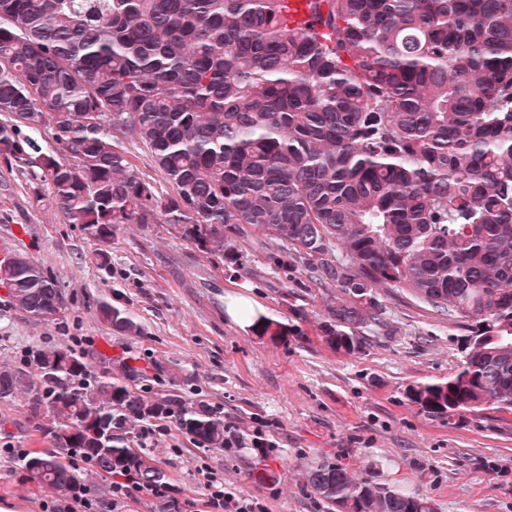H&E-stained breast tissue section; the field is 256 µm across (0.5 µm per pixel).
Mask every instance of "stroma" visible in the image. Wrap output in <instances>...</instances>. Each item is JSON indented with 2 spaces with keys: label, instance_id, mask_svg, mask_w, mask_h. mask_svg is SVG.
I'll return each mask as SVG.
<instances>
[{
  "label": "stroma",
  "instance_id": "1",
  "mask_svg": "<svg viewBox=\"0 0 512 512\" xmlns=\"http://www.w3.org/2000/svg\"><path fill=\"white\" fill-rule=\"evenodd\" d=\"M38 168L18 170L0 159V253L21 254L62 286L58 312L35 320L14 308L0 286V365L22 368L42 345L82 339L93 373L132 361L151 396L177 391L224 416L235 448H204L174 420L144 443L166 471L179 503L163 508L147 493L113 500L112 481H98L99 512H206L202 470L223 477L226 490L258 498L267 512H329L304 483L313 460L342 463L358 478L430 499L435 512H512V412L489 411L461 425L418 412L403 395L416 382L454 375L465 331L456 320L401 290H381L380 323L365 327L360 353H336L321 336L336 286L311 271L314 258L282 268L276 246L257 228L236 239L239 261L227 267L186 239L179 225L118 224L108 243L86 236L57 210ZM241 292L267 318L292 323L305 315L303 338H271L224 316V297ZM128 307L142 327L130 336L97 317L102 301ZM270 422V447L255 442ZM36 452L50 443L26 394L0 402V447ZM267 470L273 479L252 481ZM68 494L28 482L17 461L0 454V512H42Z\"/></svg>",
  "mask_w": 512,
  "mask_h": 512
}]
</instances>
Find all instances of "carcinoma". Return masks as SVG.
Returning <instances> with one entry per match:
<instances>
[{"mask_svg":"<svg viewBox=\"0 0 512 512\" xmlns=\"http://www.w3.org/2000/svg\"><path fill=\"white\" fill-rule=\"evenodd\" d=\"M284 2L0 0V157L39 168L58 210L96 240L160 218L232 260L226 233L250 225L282 266L321 258L336 283L323 338L341 354L380 320L378 289L399 288L472 340L454 376L408 385L407 400L450 426L512 411V0H305L300 28ZM44 125L53 153L24 133ZM127 137L173 195L132 167ZM8 280L11 304L35 320L59 303L56 281L25 257ZM97 312L113 330H141L108 301ZM254 330L304 335L265 317ZM27 362L34 381L0 367V401L24 385L43 415L52 448L21 464L38 485L93 490L76 456L100 475L164 483L137 430L161 418L224 447L220 412L172 390L139 394L124 360L113 376L58 346ZM304 478L333 512H435L334 461Z\"/></svg>","mask_w":512,"mask_h":512,"instance_id":"1","label":"carcinoma"}]
</instances>
